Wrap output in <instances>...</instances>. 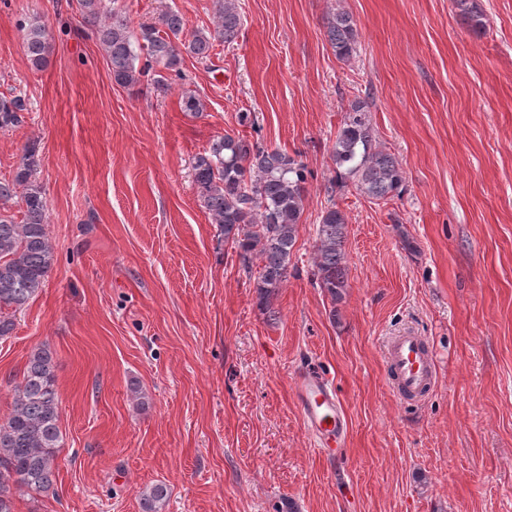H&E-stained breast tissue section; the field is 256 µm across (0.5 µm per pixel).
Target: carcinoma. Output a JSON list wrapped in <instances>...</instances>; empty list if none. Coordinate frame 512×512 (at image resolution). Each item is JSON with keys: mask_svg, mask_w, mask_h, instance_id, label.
<instances>
[{"mask_svg": "<svg viewBox=\"0 0 512 512\" xmlns=\"http://www.w3.org/2000/svg\"><path fill=\"white\" fill-rule=\"evenodd\" d=\"M105 0H77L84 23L94 28L117 85L133 89L141 76L159 65L179 72L183 54L204 60L214 44L233 43L243 25L238 0H214L216 24L208 32L184 35L182 15L169 10L157 21L130 31L118 12L105 11ZM462 22L473 32L485 28L477 0H456ZM24 50L31 65L47 63L49 42L38 23L24 27ZM326 33L336 57L348 60L356 52L353 17L336 10L327 18ZM24 100L0 97V129L21 122ZM370 104L360 96L349 101L330 150L336 179L350 178L356 191L372 201L400 193L404 172L398 160L376 147ZM34 151L25 152L14 178L0 181V200L20 199L19 214L0 213V339L13 330L14 313L22 310L44 287L55 263L49 240L47 200L32 180ZM193 181L202 206L220 227L224 242L234 245L239 265L257 271V305L266 311L288 280V268L309 192L308 168L296 155L262 147L246 137L226 133L195 155ZM328 205L317 224L313 257L316 284L336 304L349 288L345 243L348 217L327 189ZM52 353L31 351L22 381L14 389L12 410L0 422V512H14L11 489L46 492L54 485L56 461L63 447ZM170 490L153 483L142 493L141 512H165Z\"/></svg>", "mask_w": 512, "mask_h": 512, "instance_id": "carcinoma-1", "label": "carcinoma"}]
</instances>
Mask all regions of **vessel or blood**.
<instances>
[{
  "instance_id": "b4317fda",
  "label": "vessel or blood",
  "mask_w": 512,
  "mask_h": 512,
  "mask_svg": "<svg viewBox=\"0 0 512 512\" xmlns=\"http://www.w3.org/2000/svg\"><path fill=\"white\" fill-rule=\"evenodd\" d=\"M387 378L399 399L422 397L436 383V359L423 337L403 334L385 345ZM294 395L305 428L315 448L342 444L347 436L348 420L333 385L315 373L296 378Z\"/></svg>"
}]
</instances>
